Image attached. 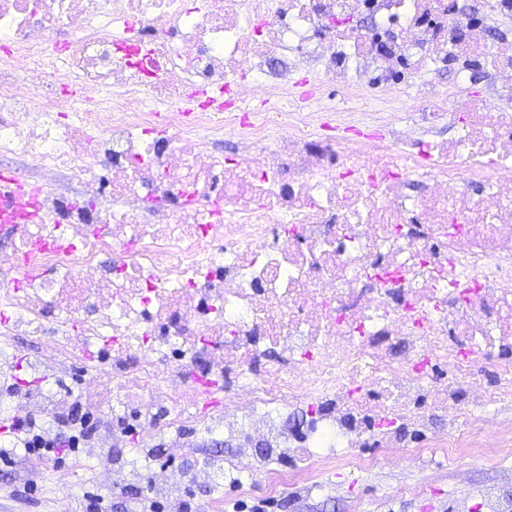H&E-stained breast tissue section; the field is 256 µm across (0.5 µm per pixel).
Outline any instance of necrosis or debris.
<instances>
[{"label":"necrosis or debris","mask_w":512,"mask_h":512,"mask_svg":"<svg viewBox=\"0 0 512 512\" xmlns=\"http://www.w3.org/2000/svg\"><path fill=\"white\" fill-rule=\"evenodd\" d=\"M476 21L491 66L454 49L463 81L421 82ZM406 101L458 137L352 136L354 107ZM2 158L40 216L0 213V409L69 425L62 390H11L29 337L32 375H79L104 416L101 487L139 477L114 450L131 419L176 451L223 432L231 473L306 438L297 486L375 442L360 469L512 457V0H0Z\"/></svg>","instance_id":"1"}]
</instances>
